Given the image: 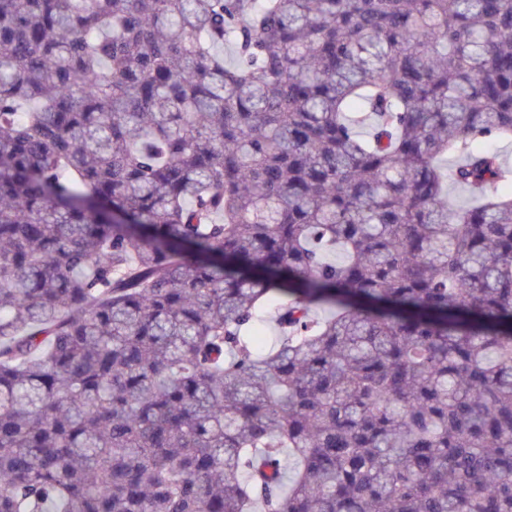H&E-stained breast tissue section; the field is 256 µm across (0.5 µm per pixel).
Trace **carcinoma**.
Masks as SVG:
<instances>
[{"instance_id":"carcinoma-1","label":"carcinoma","mask_w":512,"mask_h":512,"mask_svg":"<svg viewBox=\"0 0 512 512\" xmlns=\"http://www.w3.org/2000/svg\"><path fill=\"white\" fill-rule=\"evenodd\" d=\"M502 141L512 0H0V512H512Z\"/></svg>"}]
</instances>
